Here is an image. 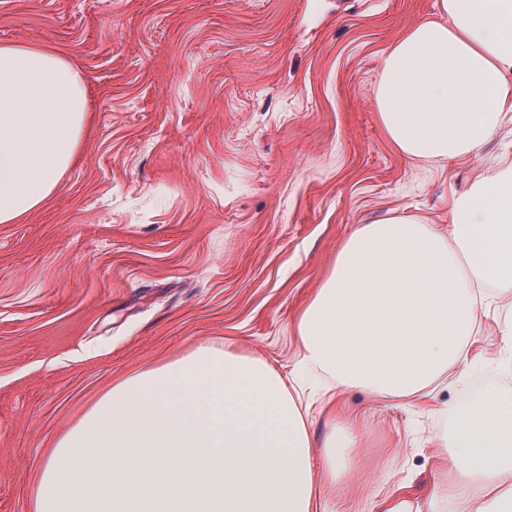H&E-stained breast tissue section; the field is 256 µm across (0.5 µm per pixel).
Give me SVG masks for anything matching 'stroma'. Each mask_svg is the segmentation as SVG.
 Listing matches in <instances>:
<instances>
[{
	"label": "stroma",
	"mask_w": 512,
	"mask_h": 512,
	"mask_svg": "<svg viewBox=\"0 0 512 512\" xmlns=\"http://www.w3.org/2000/svg\"><path fill=\"white\" fill-rule=\"evenodd\" d=\"M437 0H0V43L83 71L89 120L50 198L0 224V512H35L43 461L123 376L208 344L291 377L298 320L356 228L406 211L447 229L453 197L512 156L414 162L374 92L383 59ZM476 362L426 401L307 381L311 463L358 426L327 512L426 502L440 437L467 401L512 388ZM348 429V428H347Z\"/></svg>",
	"instance_id": "stroma-1"
}]
</instances>
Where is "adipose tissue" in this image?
Returning <instances> with one entry per match:
<instances>
[{"label":"adipose tissue","mask_w":512,"mask_h":512,"mask_svg":"<svg viewBox=\"0 0 512 512\" xmlns=\"http://www.w3.org/2000/svg\"><path fill=\"white\" fill-rule=\"evenodd\" d=\"M387 52L381 123L414 160L478 152L512 119V0H437ZM80 71L42 45H0V224L43 205L87 116ZM447 230L415 214L358 227L298 324L294 380L319 372L391 398L429 397L493 320L512 374V159L451 203ZM307 423L263 362L208 345L129 373L47 458L36 512H319ZM449 487L485 483L463 512H512V392L472 399L444 438Z\"/></svg>","instance_id":"obj_1"}]
</instances>
